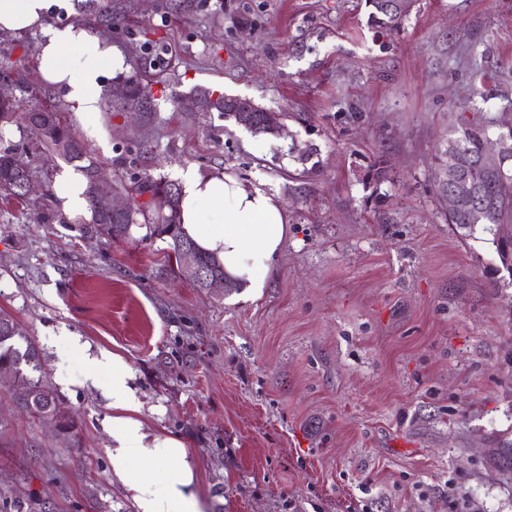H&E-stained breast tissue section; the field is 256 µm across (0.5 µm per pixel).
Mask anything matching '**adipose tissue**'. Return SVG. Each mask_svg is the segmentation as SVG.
<instances>
[{
	"label": "adipose tissue",
	"mask_w": 512,
	"mask_h": 512,
	"mask_svg": "<svg viewBox=\"0 0 512 512\" xmlns=\"http://www.w3.org/2000/svg\"><path fill=\"white\" fill-rule=\"evenodd\" d=\"M73 8V0H0V34H40L36 67L45 83L62 89L76 104L80 121L99 110L106 73L122 61L112 47L86 29L55 27L46 18L52 6ZM181 231L224 266L226 280L243 299L261 295L288 238V213L281 197L229 175L182 174ZM112 369V473L128 483L141 512H198L189 488L194 474L184 443L169 436L148 437L140 406L127 386L130 369L119 355L105 357ZM169 464L166 483L131 479L133 463Z\"/></svg>",
	"instance_id": "1"
}]
</instances>
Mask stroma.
I'll list each match as a JSON object with an SVG mask.
<instances>
[{
  "instance_id": "stroma-1",
  "label": "stroma",
  "mask_w": 512,
  "mask_h": 512,
  "mask_svg": "<svg viewBox=\"0 0 512 512\" xmlns=\"http://www.w3.org/2000/svg\"><path fill=\"white\" fill-rule=\"evenodd\" d=\"M368 13L365 0L53 8L51 24L124 58L88 124L40 80L39 33L0 34V87L25 110L55 105L114 182L228 172L277 192L289 224L258 298L195 288L168 241L136 226L114 242L65 213L49 188L68 162L6 128L0 151L41 191L0 203V308L74 423L0 393V512H138L112 473L105 352L131 369L144 431L186 443L199 512H512V476L487 456L512 439V277L491 242L447 224L434 186L460 120L512 118V0H415L391 33ZM127 78L151 87L152 111H119ZM200 89L251 99L279 133L172 106Z\"/></svg>"
}]
</instances>
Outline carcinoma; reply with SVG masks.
Segmentation results:
<instances>
[{
    "label": "carcinoma",
    "instance_id": "1",
    "mask_svg": "<svg viewBox=\"0 0 512 512\" xmlns=\"http://www.w3.org/2000/svg\"><path fill=\"white\" fill-rule=\"evenodd\" d=\"M388 2L390 0H366V6L370 9L368 21L381 30L394 31L400 27L408 11L389 10L386 8ZM196 102L205 112H219L230 118L238 98L205 89L196 93ZM123 105L147 112L151 109L150 92L139 83L130 81L126 87ZM16 111L15 99H0V128L15 122ZM23 120L37 134L40 144L48 152L70 163H82L80 170L86 181L85 195L92 212V220L103 234L113 241L125 240L131 235L132 227L143 224L149 229L147 237L170 239L169 259L175 261L177 268H183L184 253L192 250L197 261L203 266L221 276L224 275V266L215 257L201 252L192 240L180 232V199H175L173 205L164 211L156 209L151 201L146 199V196L173 184V181L162 177L143 179L127 190L133 201L131 210L123 216L114 217L99 209L96 189L92 184L97 165L87 161L88 151L85 143L64 122L61 113L53 106H44L24 113ZM493 124L494 119L486 117L484 121L476 122L470 127L462 125L453 128L449 139L455 142L459 154L472 162L469 176L479 186L480 195L477 201H463L454 211H447L445 215L448 223L462 231V236L472 237L480 229L491 236L495 251L503 253L507 250L512 251V239L499 238L496 233L500 225L512 226V196L504 197L498 194L496 187L500 176L480 165L483 145ZM11 156L12 153L9 151L0 152V198L24 201L26 197L18 187ZM38 365L39 354L34 342L10 313L0 309V366H9L14 372L12 378L0 376V391L13 392L14 378L23 379L28 385L23 400L31 411L40 418L55 421L60 430L67 431L71 428V420L54 389L42 377L34 379L24 372V368L36 370ZM500 447V461L494 463V466L502 472L511 474L512 441L504 440Z\"/></svg>",
    "mask_w": 512,
    "mask_h": 512
}]
</instances>
